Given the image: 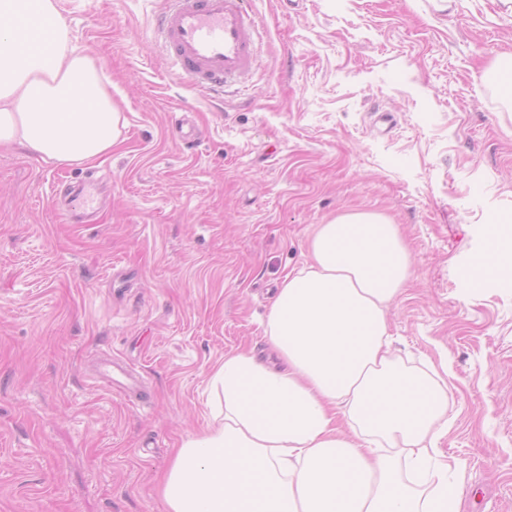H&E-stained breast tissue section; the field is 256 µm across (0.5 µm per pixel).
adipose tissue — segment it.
Listing matches in <instances>:
<instances>
[{
	"mask_svg": "<svg viewBox=\"0 0 512 512\" xmlns=\"http://www.w3.org/2000/svg\"><path fill=\"white\" fill-rule=\"evenodd\" d=\"M124 125L59 0H0V143L85 164L117 148ZM306 250L267 314L273 359L240 351L210 374L215 423L176 449L165 512H458L438 453L448 378L391 348L386 310L412 276L405 238L351 211L316 225ZM507 270L512 232L488 225L473 274Z\"/></svg>",
	"mask_w": 512,
	"mask_h": 512,
	"instance_id": "ef3b65f1",
	"label": "adipose tissue"
}]
</instances>
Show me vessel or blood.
I'll return each mask as SVG.
<instances>
[{"label":"vessel or blood","instance_id":"obj_1","mask_svg":"<svg viewBox=\"0 0 512 512\" xmlns=\"http://www.w3.org/2000/svg\"><path fill=\"white\" fill-rule=\"evenodd\" d=\"M157 30L179 72L193 85L220 93L251 73L261 23L246 0H171ZM98 375L113 389L136 383L127 365L112 357L101 362Z\"/></svg>","mask_w":512,"mask_h":512}]
</instances>
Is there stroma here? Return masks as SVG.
<instances>
[{
  "instance_id": "stroma-1",
  "label": "stroma",
  "mask_w": 512,
  "mask_h": 512,
  "mask_svg": "<svg viewBox=\"0 0 512 512\" xmlns=\"http://www.w3.org/2000/svg\"><path fill=\"white\" fill-rule=\"evenodd\" d=\"M166 4L60 2L112 82L117 149L68 165L0 146V512H164L159 476L213 421L211 370L264 353L276 289L352 210L408 240L389 329L402 363L448 367L459 512H512V281L463 278L487 225H512V13L248 0L268 28L257 66L214 95L154 37ZM60 183L91 188L90 222L59 214ZM108 356L136 394L99 382Z\"/></svg>"
}]
</instances>
